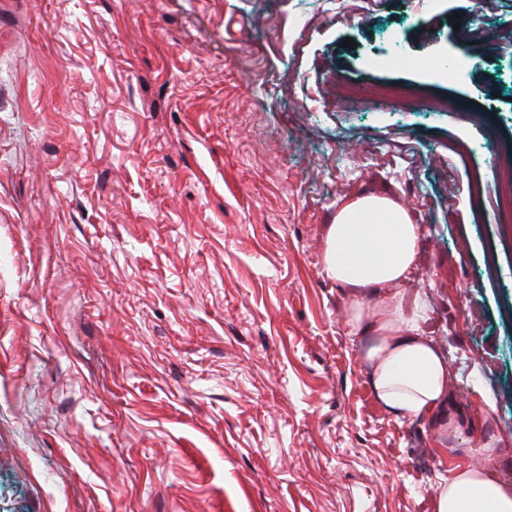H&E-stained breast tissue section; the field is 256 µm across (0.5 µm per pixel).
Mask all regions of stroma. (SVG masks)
<instances>
[{
    "label": "stroma",
    "mask_w": 512,
    "mask_h": 512,
    "mask_svg": "<svg viewBox=\"0 0 512 512\" xmlns=\"http://www.w3.org/2000/svg\"><path fill=\"white\" fill-rule=\"evenodd\" d=\"M502 140L512 0H0V512H433L464 466L512 487ZM362 195L420 226L402 291L448 363L445 453L374 399L323 271Z\"/></svg>",
    "instance_id": "35a3bbf8"
}]
</instances>
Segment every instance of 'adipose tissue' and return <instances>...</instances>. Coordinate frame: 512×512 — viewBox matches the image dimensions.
Masks as SVG:
<instances>
[{
	"label": "adipose tissue",
	"mask_w": 512,
	"mask_h": 512,
	"mask_svg": "<svg viewBox=\"0 0 512 512\" xmlns=\"http://www.w3.org/2000/svg\"><path fill=\"white\" fill-rule=\"evenodd\" d=\"M420 228L390 198L363 195L340 206L325 230L322 265L349 297L348 324L354 334L373 335L365 360L375 399L403 417L423 418L432 429L459 427L448 388V366L422 323L423 305L404 309L398 290L417 261ZM387 289L376 308L368 295ZM512 512V490L473 467L441 478L435 512Z\"/></svg>",
	"instance_id": "1"
}]
</instances>
